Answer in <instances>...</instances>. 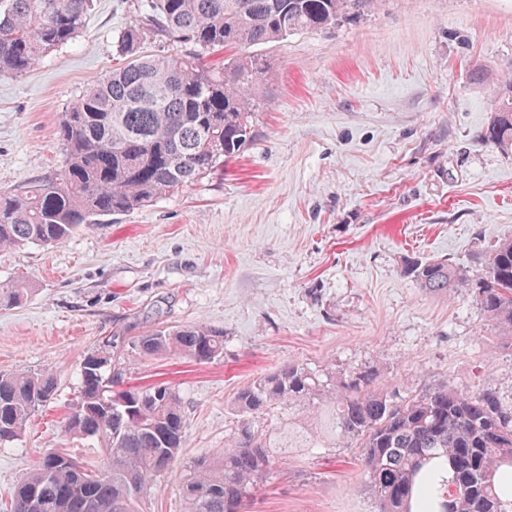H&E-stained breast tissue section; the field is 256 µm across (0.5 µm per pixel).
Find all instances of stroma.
I'll list each match as a JSON object with an SVG mask.
<instances>
[{
  "label": "stroma",
  "mask_w": 512,
  "mask_h": 512,
  "mask_svg": "<svg viewBox=\"0 0 512 512\" xmlns=\"http://www.w3.org/2000/svg\"><path fill=\"white\" fill-rule=\"evenodd\" d=\"M141 0H93L84 27L27 73L0 74V192L59 168L58 125L122 62ZM252 139L210 176L151 206L103 218L46 249H0V282L28 301L0 309V372L42 371L57 395L0 447V495L64 435L84 354L120 337L125 383L178 390L184 448L142 503L183 512L182 471L221 452L235 392L286 362L336 377L373 368L398 395L445 383L512 406V338L462 294L419 288L410 257L470 266L512 238V150L479 139L512 70V0H378L363 20L255 47ZM487 76L471 81L474 70ZM222 330L208 362L144 358L159 325ZM253 512H378L351 448H301L260 485Z\"/></svg>",
  "instance_id": "stroma-1"
}]
</instances>
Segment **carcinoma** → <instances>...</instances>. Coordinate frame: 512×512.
Segmentation results:
<instances>
[{"label": "carcinoma", "mask_w": 512, "mask_h": 512, "mask_svg": "<svg viewBox=\"0 0 512 512\" xmlns=\"http://www.w3.org/2000/svg\"><path fill=\"white\" fill-rule=\"evenodd\" d=\"M377 0H141L119 36L126 62L62 115L58 173L15 194L0 193V248H53L96 221L143 208L214 173L250 139L255 86L267 60L250 48L295 32L351 24ZM91 0H0V73L21 75L84 26ZM150 37L190 46L181 55L142 51ZM229 56L217 70L210 51ZM480 138L512 147V79ZM480 272L449 260L411 258L404 273L436 294L460 292L502 336H512V239L478 253ZM24 282L0 283V309L27 301ZM116 340L84 356L77 403L64 433L103 449L90 465L65 448L36 461L3 512H141L147 490L174 464L186 420L167 383L131 386L114 368ZM138 354L224 353V333L202 324L158 326L132 340ZM48 371L0 373V446L19 439L55 399ZM274 405L307 408L265 432L255 419ZM238 417L224 451L184 473L185 512H246L254 493L293 448L358 449L379 512H512V407L497 392L446 385L394 401L378 372L341 380L288 362L237 392Z\"/></svg>", "instance_id": "carcinoma-1"}]
</instances>
